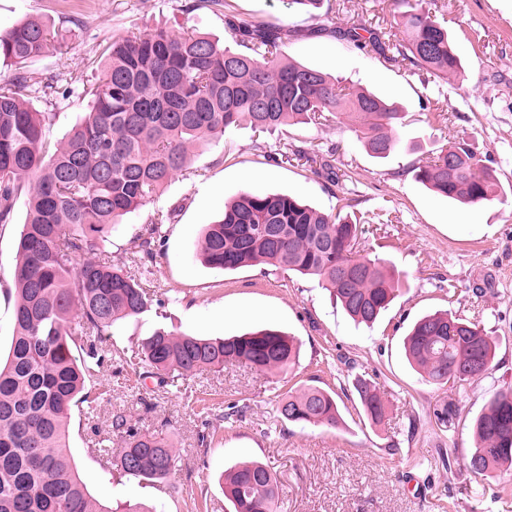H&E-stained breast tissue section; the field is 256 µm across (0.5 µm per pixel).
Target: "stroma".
<instances>
[{"label": "stroma", "instance_id": "35a3bbf8", "mask_svg": "<svg viewBox=\"0 0 512 512\" xmlns=\"http://www.w3.org/2000/svg\"><path fill=\"white\" fill-rule=\"evenodd\" d=\"M184 0H0V29L31 18L48 21L53 47L27 61V70L85 84L100 76L101 54L112 40L153 27L200 31L229 39L225 15L243 23L282 25L293 35L291 60L313 65L398 105L406 117L402 150L380 161L363 146L358 125L340 117L316 126L286 125L265 134L248 123L192 150L193 177H175L156 208L171 211L162 256L153 269L163 295L144 315L117 321L112 342L132 349L160 326L208 338L272 326L294 336L292 370L264 373L237 363L158 388L120 364L97 382L107 392L94 424L73 418L70 450L88 491L105 505L143 503L157 512H229L225 471L246 460L266 464L278 479L281 512H512V476L484 480L466 467L471 421L492 394L512 389V0H325L332 34L317 33L320 18L287 0H229L228 13L181 9ZM421 5L446 21L464 62L463 80L449 82L408 64L358 49L349 30L380 25L394 33L405 4ZM476 143L507 191L493 202L465 205L435 195L412 172L432 152L459 139ZM289 146L332 150L337 183L312 174L308 163L266 161ZM288 192L325 213L357 217L361 255L391 261L401 273L399 296L372 326L355 324L332 307L317 279L258 263L233 272L202 263L204 227L220 219L238 193ZM0 230V351L12 338L11 271L25 219ZM448 310L478 323L495 340L491 370L463 384L426 383L402 349L418 317ZM370 379L388 407L381 426L362 414L352 386ZM317 386L338 394L333 428L280 421L276 401L288 389ZM215 391L223 405L244 407L227 421L204 416L196 402ZM453 403L457 417L443 427L434 411ZM121 412L142 432H162L179 454L169 476L175 492L133 477L112 478L88 449L92 426ZM210 422L218 436L202 447Z\"/></svg>", "mask_w": 512, "mask_h": 512}]
</instances>
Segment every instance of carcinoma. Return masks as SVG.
<instances>
[{
    "instance_id": "cac0c4a2",
    "label": "carcinoma",
    "mask_w": 512,
    "mask_h": 512,
    "mask_svg": "<svg viewBox=\"0 0 512 512\" xmlns=\"http://www.w3.org/2000/svg\"><path fill=\"white\" fill-rule=\"evenodd\" d=\"M227 0H185L183 11L226 10ZM233 49L208 34H179L156 27L112 40L93 85L59 88L22 70L0 86V228L13 223L24 200L16 264L13 330L0 365V512H110L88 492L68 446L77 414L85 420L107 391L95 379L112 362L104 344L114 323L151 310L155 295L144 275L112 258V229L121 217L158 199L171 179L192 174L191 148L219 140L241 122L258 132L283 125L328 122L345 114L360 123L364 146L386 159L400 144L404 115L379 97L339 86L320 69L282 53L288 29L240 24ZM404 38L380 29L350 32L361 49L406 62L438 78L455 79L464 68L445 22L416 7L400 12ZM51 45L48 24L28 18L0 30V59L24 64ZM91 98L92 107L64 141L51 144L47 130L58 113L39 112L30 99ZM318 163L314 172L336 182L332 154L304 149L288 155ZM434 192L468 204L490 202L501 191L495 172L473 146L454 142L413 168ZM170 212L157 210L120 246L155 262ZM360 225L303 204L286 192H243L208 225L199 252L205 264L225 271L253 263L319 280L333 303L369 325L400 291V275L380 258L358 255ZM405 356L421 378L448 384L486 374L496 343L479 325L445 311L419 318L404 340ZM299 357L293 336L265 328L208 339L176 328H157L137 341L132 360L160 387L176 377L219 372L224 363L260 371L292 369ZM367 420L383 423L385 403L376 386L354 379ZM278 418L298 425L334 427L336 398L307 387L279 396ZM111 432L124 438L112 452L110 437L94 429L88 448L118 476L161 486L175 470V449L157 433H142L128 418L112 416ZM475 450L467 462L475 475L512 471V390L492 395L473 419ZM165 486V485H163ZM168 492L176 486L167 485ZM231 512H279L276 477L266 465L243 462L224 477Z\"/></svg>"
}]
</instances>
